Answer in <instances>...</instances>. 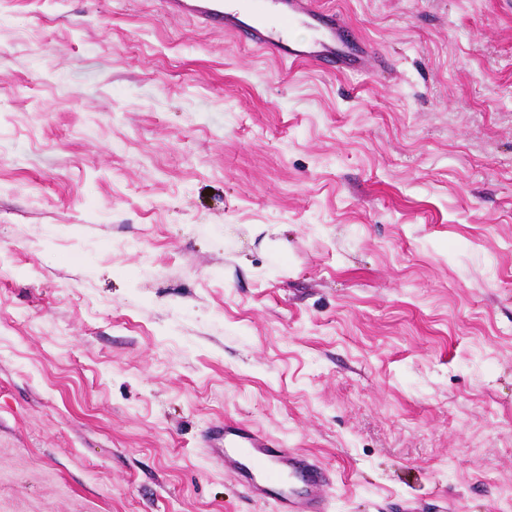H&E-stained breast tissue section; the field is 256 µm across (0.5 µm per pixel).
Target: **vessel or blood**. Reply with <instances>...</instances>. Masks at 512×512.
Returning a JSON list of instances; mask_svg holds the SVG:
<instances>
[{
    "mask_svg": "<svg viewBox=\"0 0 512 512\" xmlns=\"http://www.w3.org/2000/svg\"><path fill=\"white\" fill-rule=\"evenodd\" d=\"M164 13L185 16L202 28L221 29L282 62H308L334 72L366 71L373 57L346 20L325 13L318 0H159ZM312 32L295 37L296 28ZM214 438L224 469L253 499L274 502L278 512H328L330 474L314 459L241 422H225Z\"/></svg>",
    "mask_w": 512,
    "mask_h": 512,
    "instance_id": "vessel-or-blood-1",
    "label": "vessel or blood"
}]
</instances>
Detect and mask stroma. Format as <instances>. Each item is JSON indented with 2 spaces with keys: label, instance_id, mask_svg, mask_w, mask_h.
I'll return each mask as SVG.
<instances>
[{
  "label": "stroma",
  "instance_id": "stroma-1",
  "mask_svg": "<svg viewBox=\"0 0 512 512\" xmlns=\"http://www.w3.org/2000/svg\"><path fill=\"white\" fill-rule=\"evenodd\" d=\"M281 65L157 0H0V512H512V0H319ZM222 445L224 470L234 474L253 499L273 501L278 512H328L331 475L314 459L255 431L224 421L211 443Z\"/></svg>",
  "mask_w": 512,
  "mask_h": 512
}]
</instances>
